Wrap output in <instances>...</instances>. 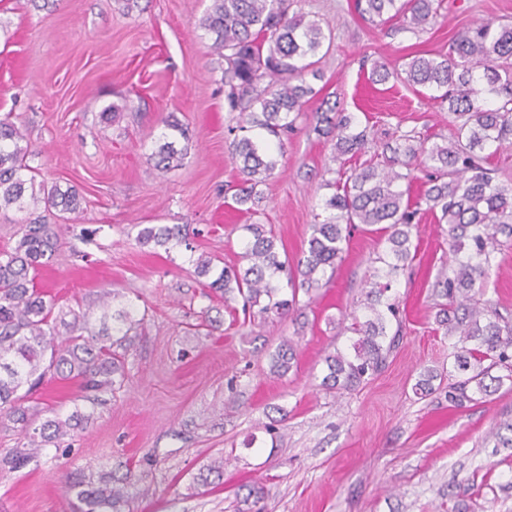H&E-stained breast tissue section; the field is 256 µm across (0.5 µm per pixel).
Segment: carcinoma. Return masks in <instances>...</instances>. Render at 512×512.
Returning <instances> with one entry per match:
<instances>
[{
	"label": "carcinoma",
	"instance_id": "obj_1",
	"mask_svg": "<svg viewBox=\"0 0 512 512\" xmlns=\"http://www.w3.org/2000/svg\"><path fill=\"white\" fill-rule=\"evenodd\" d=\"M443 0H357L363 14L382 17L388 12L403 17L405 28L422 29L436 20ZM288 0H211L199 21L213 37L212 49L224 59V86L233 110L246 113L248 123L273 135L295 129L313 88L306 83L316 74L314 58L333 37L319 20L304 21L288 15ZM375 81L391 76L417 88L434 91L448 103L456 119L454 140L425 145L412 130L398 136L389 147L391 156L382 163L368 162L351 171L339 166L336 187L326 201L330 211L322 222L311 225L305 259L290 265L281 257L277 241L264 224H246L249 233L242 255L244 266H224L207 284L224 299L242 300L243 312L252 317L271 313L284 316L295 310L299 291L319 287L327 272H335L342 253L344 226L381 224L385 248L367 281L365 314L353 316L350 330L358 339L354 355L340 352L325 357L328 373L323 385L350 390L385 366L396 337L389 336L390 318L397 317L398 301L389 295L399 271L412 260V231L417 214H432L448 225L450 265L439 274L436 288L446 302L436 305L437 323L457 337L453 344V369L459 379L448 391V400L461 405L473 394L489 396L503 378L512 379V321L488 302L476 298V282L497 265L504 242L512 246V183L494 182L482 166L481 153L494 143L512 139V24L497 27L480 23L458 34L448 52L415 57L404 68L390 71L381 64L372 72ZM269 78L265 87L259 83ZM336 138L338 160L368 149L367 130L358 129L355 117L342 112H323ZM25 135L9 120L0 118V211L74 213L80 209L78 193L57 184L36 182L27 176L28 146ZM187 148L164 141L155 152L157 165L172 167ZM424 156L426 174H414L412 161ZM233 158L242 163L245 187L233 195L238 206L255 202V187L266 181L277 160L266 156L247 136L233 141ZM406 189H401V183ZM57 224L39 218L19 225L13 248L0 249V426L9 422L25 442L0 457V466L21 471L38 464L48 447L60 449L87 415L80 410L51 416L35 424L25 405L47 375L76 380L88 392L114 393L128 379L125 362L130 333L143 324L127 304L110 310L116 295L100 297L103 313H112V333H95L88 313L70 309L65 315L66 336H61L56 303L35 287L37 271L52 258L58 237ZM506 241H501L500 237ZM142 244L190 248L183 226L147 225L137 235ZM295 349L285 341L271 355L270 371L286 375L293 367ZM505 375H494L493 370ZM135 474L118 476L101 472L69 482L65 494L77 501L78 512H126L129 488Z\"/></svg>",
	"mask_w": 512,
	"mask_h": 512
}]
</instances>
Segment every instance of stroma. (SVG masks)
Instances as JSON below:
<instances>
[{
  "label": "stroma",
  "instance_id": "stroma-1",
  "mask_svg": "<svg viewBox=\"0 0 512 512\" xmlns=\"http://www.w3.org/2000/svg\"><path fill=\"white\" fill-rule=\"evenodd\" d=\"M354 2L293 0L291 12L327 22L333 42L288 139L245 129L280 154L246 213L231 198L241 175L228 130L240 114L225 97L224 61L198 25L210 0H0V116L25 134L37 179L82 198L62 215L36 286L63 309L99 315V296L111 290L146 313L125 386L67 449L34 469L0 470V512H72L67 478L112 470L137 477L130 512H237L253 485L264 489L259 512H512V448L491 434L512 419V383L462 406L444 386L415 392L423 372L452 365L453 339L434 308L446 225L421 215L415 257L392 289L400 340L379 374L348 391L323 389L324 358L350 350L351 316L364 312L385 247L376 226L351 225L335 274L299 294L295 319L246 321L241 300L207 296L195 271L201 255L239 263L245 224L271 228L297 263L333 193L335 140L317 131L318 112L355 116L373 152L411 129L427 144L447 143V104L394 77L373 83V67L447 52L477 22L512 21V0H444L436 21L412 32L401 18L359 14ZM171 122L189 149L163 170L153 154ZM140 224L188 225L190 245L140 244ZM478 289L512 319V250ZM286 340L297 357L278 377L270 356ZM32 400L65 415L84 402L77 383L50 378ZM217 457L223 480L197 483Z\"/></svg>",
  "mask_w": 512,
  "mask_h": 512
}]
</instances>
